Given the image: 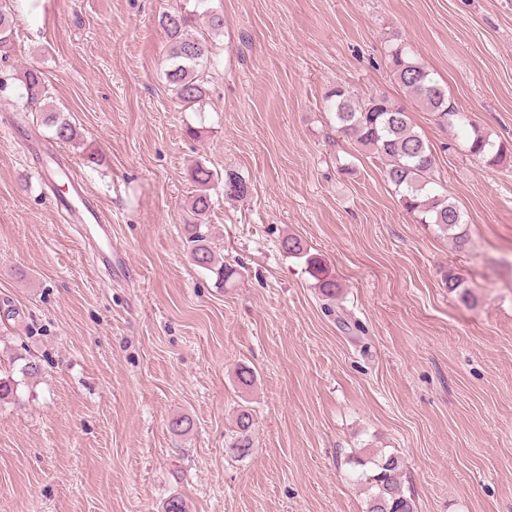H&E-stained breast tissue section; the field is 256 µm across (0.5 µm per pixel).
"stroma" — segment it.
Wrapping results in <instances>:
<instances>
[{
    "instance_id": "stroma-1",
    "label": "stroma",
    "mask_w": 512,
    "mask_h": 512,
    "mask_svg": "<svg viewBox=\"0 0 512 512\" xmlns=\"http://www.w3.org/2000/svg\"><path fill=\"white\" fill-rule=\"evenodd\" d=\"M181 0H11L0 57V512H365L356 457L404 462L417 512H512V157L489 167L410 98L409 46L452 105L512 154V0H191L207 92L177 101L162 13ZM224 16L221 32L209 13ZM45 76L24 106L20 77ZM387 96L430 143L465 245L416 223L381 162L337 130L334 86ZM52 105L82 136L62 145ZM202 164L234 286L190 258ZM69 167L112 218V251L56 206ZM292 235L339 285L323 297ZM464 285L448 287V273ZM355 322L342 329L337 314ZM34 360L40 373L23 377ZM255 370L247 389L238 366ZM255 448L225 441L238 406ZM184 415L191 429L175 433ZM7 2L9 1H0V53H6L11 47L16 24L10 3ZM254 415L253 410L248 406H240L235 418V429L232 430L227 440V448L235 458H246L250 456L254 448Z\"/></svg>"
}]
</instances>
